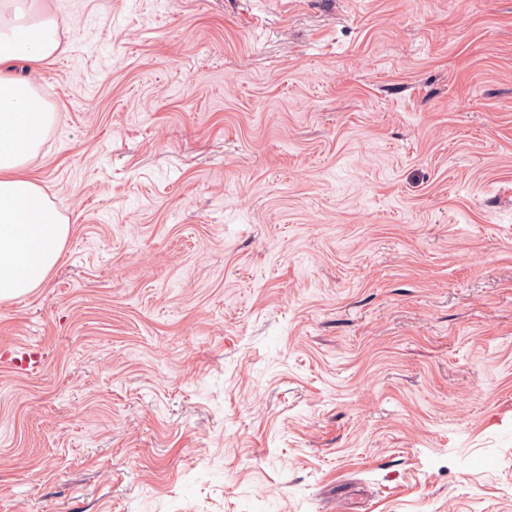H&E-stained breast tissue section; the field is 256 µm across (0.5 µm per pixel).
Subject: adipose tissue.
<instances>
[{"mask_svg":"<svg viewBox=\"0 0 512 512\" xmlns=\"http://www.w3.org/2000/svg\"><path fill=\"white\" fill-rule=\"evenodd\" d=\"M39 0H0V302L39 288L59 261L67 220L29 170L53 120L27 74L59 51L56 24L31 17Z\"/></svg>","mask_w":512,"mask_h":512,"instance_id":"ef3b65f1","label":"adipose tissue"}]
</instances>
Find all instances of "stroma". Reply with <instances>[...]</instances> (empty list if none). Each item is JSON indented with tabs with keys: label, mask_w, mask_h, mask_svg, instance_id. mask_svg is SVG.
Segmentation results:
<instances>
[{
	"label": "stroma",
	"mask_w": 512,
	"mask_h": 512,
	"mask_svg": "<svg viewBox=\"0 0 512 512\" xmlns=\"http://www.w3.org/2000/svg\"><path fill=\"white\" fill-rule=\"evenodd\" d=\"M45 2L0 512H512V0Z\"/></svg>",
	"instance_id": "stroma-1"
}]
</instances>
